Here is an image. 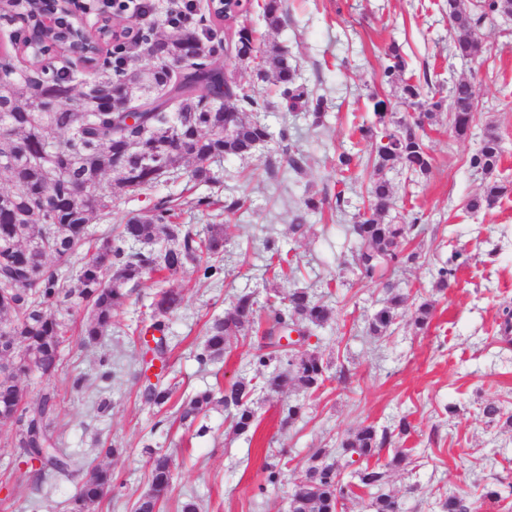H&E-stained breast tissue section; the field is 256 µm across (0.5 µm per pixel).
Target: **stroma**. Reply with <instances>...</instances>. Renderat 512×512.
Masks as SVG:
<instances>
[{
  "label": "stroma",
  "mask_w": 512,
  "mask_h": 512,
  "mask_svg": "<svg viewBox=\"0 0 512 512\" xmlns=\"http://www.w3.org/2000/svg\"><path fill=\"white\" fill-rule=\"evenodd\" d=\"M285 9L278 29H269L256 10L251 25L259 46L283 47L299 83L325 98L321 124H313L306 111H288L278 91L259 77L257 64L220 52L227 74L264 100L271 140L247 156L212 163L210 182L184 177L134 196L115 192L111 216L89 224L97 236L151 214L160 199L171 197L186 202L181 223L224 226L223 279H203L189 266L166 282L184 298L164 319L171 349L168 377L176 385L171 400L162 406L144 403L135 376L142 353L137 336L151 322L156 292L150 281L117 311L116 325L98 344L84 345L78 333L70 334L54 381L35 373L21 378L25 397L36 400L55 386L59 448L94 465L110 464L116 487L91 512H131L150 485V449L173 460L163 512H179L189 498L199 502L201 512H288L293 485L314 449L335 447L359 425L390 428L403 417L411 432L379 455L384 465L393 448L409 451V465L391 472L384 487L398 497L401 512H440V498L449 495L480 503L482 512H512V428L487 423L481 414L483 404L494 400L512 415V334L500 330L504 308L512 309V16L485 19L476 30L484 53L463 60L448 53L446 0H285ZM393 42L402 48L408 73L427 77L435 96H447L458 79L472 80L477 110L462 137L448 110L438 111L427 128L433 157L427 176L386 174L395 196L386 220L404 224L412 215L421 218L406 246L416 252V261L386 277L407 295L409 306L428 300L435 310L422 331L402 322L391 335L376 337L366 325L385 292L382 284L359 278L350 232L375 173L371 149L358 142L353 129L375 124L374 98L397 100L396 85L382 80L384 50ZM490 131L502 149L495 176L507 191L495 208L474 213L467 203L480 192L483 177L469 159ZM292 150L302 155L297 172L286 165ZM343 151L353 156L347 179L336 169ZM339 193L347 201L341 212L335 208ZM307 196L324 204L307 215L301 231H293ZM200 197L211 199L209 209L192 207ZM233 199L241 200L242 208L225 212L224 202ZM269 237L294 273L267 271ZM443 268L452 275L440 290L435 283ZM292 288L310 289L332 309L331 319L298 346L329 361L330 381L311 395L291 385L263 386L254 396L255 424L241 435L220 407L198 417L195 426H182L177 414L182 397L242 377L263 385L273 371L259 364L258 340L251 333L231 339L222 358L199 363L206 322L224 315L240 295L278 303ZM106 371L112 374L107 381L101 378ZM78 376L85 379L80 388L73 385ZM101 398L110 407L100 413L94 403ZM295 402L305 405L302 419L281 427L282 408ZM101 441L119 448V455L100 456ZM282 451L288 463L280 480L266 484L263 466ZM26 469L13 431L0 429V512H67L73 483L49 477L37 488L18 484ZM489 491L499 493L498 502L485 500Z\"/></svg>",
  "instance_id": "35a3bbf8"
}]
</instances>
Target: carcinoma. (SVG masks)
I'll return each instance as SVG.
<instances>
[{
    "mask_svg": "<svg viewBox=\"0 0 512 512\" xmlns=\"http://www.w3.org/2000/svg\"><path fill=\"white\" fill-rule=\"evenodd\" d=\"M259 8L266 26L277 29L284 13L283 0H248L238 6L228 26L235 28L232 47L237 51L254 50V30L248 22L253 8ZM512 15V0H448V19L453 36L448 51L462 58H476L483 44L474 30L490 14ZM193 28L180 27L165 40L141 38L145 55H153L155 65L147 71L144 90L164 88L180 78V72H203L205 90L180 102L186 122H177L174 112H151L147 117L156 130L131 129L123 115L108 112L119 91L124 68L104 66L75 72L64 68L49 80L32 77L42 63L50 39L30 23L21 44L26 47L23 60L29 67L16 78L0 77V135L10 145L6 164L0 172L8 174L13 188L0 191V426L15 430L20 454L40 466L24 473L28 484L38 487L48 474L76 480L70 499L71 512H88L91 503L101 501L112 490V471L92 466L82 458L64 454L55 447L53 424L59 401L53 388L34 401L25 400L18 379L33 371L51 379L61 370V347L70 325L64 313L84 309L81 336L87 345L98 343L115 323V313L144 280L157 275L173 276L191 264L205 279H220L224 273V225L209 224L204 232L191 224L174 222L178 217L168 200H160L149 217H131L94 240L88 238L87 224L94 215L112 214V186L135 195L153 185L189 174L197 181L210 180L206 162L220 157L250 152L271 133L267 125L248 116L260 107L256 96L224 78L218 68L206 70L207 42ZM387 64L382 78L399 84L398 105L423 110L431 119L442 109L443 101L425 100L421 80L404 77L406 61L398 45L385 52ZM269 65L265 75L286 100L288 111L309 104L307 89L296 83V68L284 50L272 44L261 56ZM40 96L42 109H31V99ZM449 111L454 129L467 132L475 111V88L468 79L456 81L449 89ZM378 133L362 125L358 132L374 153L373 167L381 173L400 167L416 175L431 168V155L425 144L423 119L409 122L394 117L384 100L374 103ZM62 135L56 140L49 132ZM501 158L499 139L489 133L470 165L490 177L483 190L473 197L468 208L473 212L496 206L506 187L493 178ZM86 194L79 195V190ZM369 215L353 225L359 246L354 263L361 278L374 279L383 268L400 261L401 246L419 221L407 224L383 220L394 203L389 180L380 176L368 188ZM54 258L60 265L77 267L76 287L72 288L48 263ZM408 296L388 286L384 305L368 322L373 336H385L403 316L416 330L430 322L433 305L423 302L406 311ZM182 303L181 292L162 288L156 293L152 328L164 331L160 318ZM330 309L305 289H292L284 306L260 304L246 294L237 298L231 311L213 319L206 327L205 340L197 359L202 363L224 356L231 336L249 327L260 337L263 354L258 362L283 363L265 385L277 389L293 382L301 391L315 393L329 380V363L315 352L296 353L281 344L292 326L311 329L324 325ZM144 352L161 362L156 382L146 375L152 362L144 359L138 371L142 381L140 396L144 402L161 406L174 394L165 383L169 345L164 337L154 339L150 348L139 337ZM257 385L251 379H239L215 397L205 390L185 399L178 409L183 423L195 421L211 408L222 405L233 417L234 431L248 432L255 422L252 396ZM482 414L489 423L505 422L512 427V415L506 417L494 401L486 402ZM410 432V423L401 419L393 430L362 425L338 443L336 453L352 470L354 483L345 484L341 465L327 462L330 450L316 448L303 474L295 483L290 512H339L353 488L374 493L373 512H400L398 500L381 492L388 473L409 464L405 448L393 449L387 465L371 463L394 436ZM150 488L141 494L134 512H160L172 476V459L162 453H150ZM441 512H476L475 503L455 495L440 501Z\"/></svg>",
    "mask_w": 512,
    "mask_h": 512,
    "instance_id": "obj_1",
    "label": "carcinoma"
}]
</instances>
